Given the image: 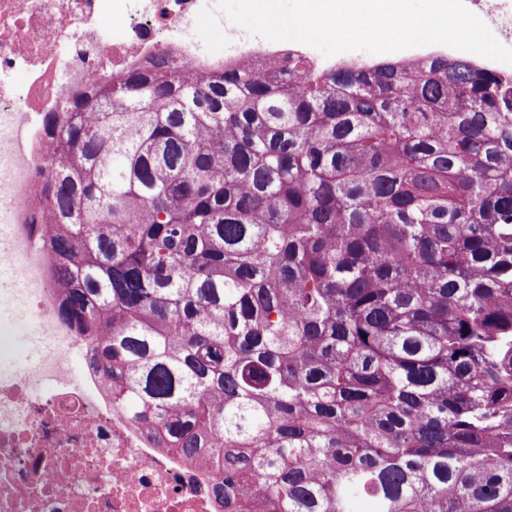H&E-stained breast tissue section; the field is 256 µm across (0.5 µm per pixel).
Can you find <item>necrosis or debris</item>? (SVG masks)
<instances>
[{
  "label": "necrosis or debris",
  "instance_id": "obj_1",
  "mask_svg": "<svg viewBox=\"0 0 512 512\" xmlns=\"http://www.w3.org/2000/svg\"><path fill=\"white\" fill-rule=\"evenodd\" d=\"M220 0H0V216L11 274L27 283L23 301L40 312L51 349L15 367L0 341V512H216L212 475L151 443L112 402L94 367L71 382V352L89 344L57 314L52 260L38 225L49 218L34 188L55 178L47 113L70 111L102 80L172 54L201 72L253 56L213 52L197 32ZM124 26L104 40L112 20ZM65 70H58V58ZM28 75L24 92L9 77Z\"/></svg>",
  "mask_w": 512,
  "mask_h": 512
}]
</instances>
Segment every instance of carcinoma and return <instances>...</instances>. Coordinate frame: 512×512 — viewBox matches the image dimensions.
I'll return each instance as SVG.
<instances>
[{
	"label": "carcinoma",
	"mask_w": 512,
	"mask_h": 512,
	"mask_svg": "<svg viewBox=\"0 0 512 512\" xmlns=\"http://www.w3.org/2000/svg\"><path fill=\"white\" fill-rule=\"evenodd\" d=\"M288 59L48 114L57 312L222 512H512V76Z\"/></svg>",
	"instance_id": "carcinoma-1"
}]
</instances>
